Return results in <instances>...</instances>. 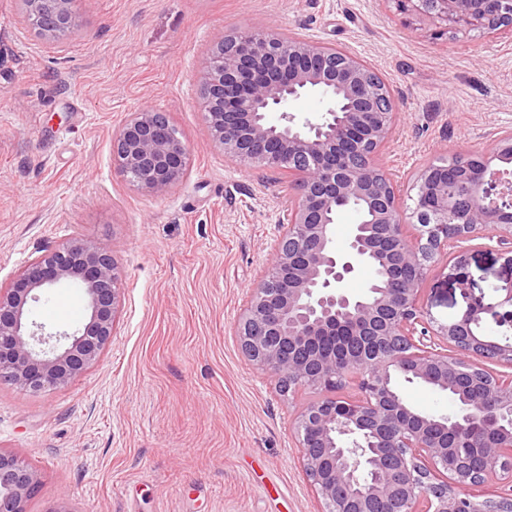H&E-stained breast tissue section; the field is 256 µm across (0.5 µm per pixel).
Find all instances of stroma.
Masks as SVG:
<instances>
[{
  "instance_id": "obj_1",
  "label": "stroma",
  "mask_w": 512,
  "mask_h": 512,
  "mask_svg": "<svg viewBox=\"0 0 512 512\" xmlns=\"http://www.w3.org/2000/svg\"><path fill=\"white\" fill-rule=\"evenodd\" d=\"M77 28L36 33L20 0H0V284L58 244L112 254L122 280L115 335L99 363L37 394L0 381V449L39 472L25 512H321L293 425L304 391L281 395L243 355L236 323L272 260L295 191L287 176L224 158L199 100L206 51L221 35L266 26L333 45L377 71L398 120L379 157L400 197L449 156L492 151L512 130V29L440 33L396 0H76ZM167 112L190 171L147 197L112 163L130 112ZM475 288L495 301L512 279L496 241H472ZM439 256L420 303L454 317L460 291ZM76 288L34 308L74 330ZM418 410L450 415L447 393L401 382Z\"/></svg>"
}]
</instances>
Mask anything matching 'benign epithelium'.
I'll list each match as a JSON object with an SVG mask.
<instances>
[{
    "label": "benign epithelium",
    "instance_id": "obj_1",
    "mask_svg": "<svg viewBox=\"0 0 512 512\" xmlns=\"http://www.w3.org/2000/svg\"><path fill=\"white\" fill-rule=\"evenodd\" d=\"M25 17L48 40L75 23L74 0H22ZM403 12L433 14L444 29L474 22L490 30L512 27V0H397ZM211 49L201 78L207 133L224 157L286 174L297 197L280 225L273 258L251 290L238 327L243 352L273 375L282 395L291 384L321 396L301 407L294 435L322 512H512V492L478 500L468 490L490 475L512 476V377L493 376L477 358L512 362V336L483 333L486 317L512 330V279L485 302L473 292L465 244L492 228L512 245V130L490 153L455 156L429 165L414 179L402 206L378 156L392 137L393 90L345 50L266 27L232 34ZM310 92L329 96L319 119L302 123L283 109ZM283 110V123L266 113ZM117 172L139 192L167 195L190 170L188 145L167 113L143 107L112 139ZM362 206L347 249L336 250L338 211ZM416 227L415 238L404 228ZM448 253L447 277L460 289L462 311L445 323L424 316L419 297L428 272ZM378 276L360 297L345 284L359 268ZM71 286L87 299L88 316L75 331L48 333L32 318L50 288ZM121 279L113 256L71 240L29 262L0 285V379L22 391L62 386L100 359L112 340ZM457 354L435 349L436 341ZM495 397L479 406L460 397L453 418L416 413L397 378L446 392L460 362ZM356 382L357 395L336 396V382ZM452 428L467 448L472 433H500L494 448L448 466V449L430 430ZM39 488L38 472L0 451V512H24Z\"/></svg>",
    "mask_w": 512,
    "mask_h": 512
}]
</instances>
